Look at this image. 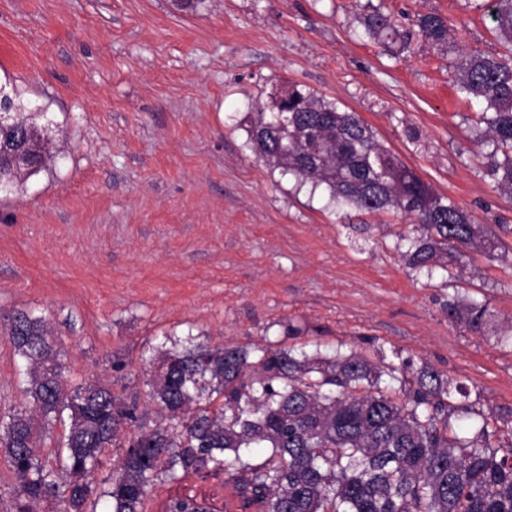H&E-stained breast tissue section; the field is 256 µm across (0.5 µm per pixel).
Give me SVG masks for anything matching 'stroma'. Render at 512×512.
<instances>
[{
	"label": "stroma",
	"instance_id": "obj_1",
	"mask_svg": "<svg viewBox=\"0 0 512 512\" xmlns=\"http://www.w3.org/2000/svg\"><path fill=\"white\" fill-rule=\"evenodd\" d=\"M491 0H0V75L58 130L54 165L0 198V317L45 316L71 385L104 382L165 423L146 384L155 350L193 345L373 352L463 383L479 413L512 409V258L476 252L426 278L395 250L391 214L360 231L325 188L258 159L248 127L302 85L356 112L378 141L475 223L512 244V196L493 187L457 94L454 50L363 35L382 7L412 29L435 13L462 48L504 53ZM487 301L472 333L450 298ZM298 326L290 336L287 325ZM0 334V417L31 406ZM224 497L220 474L149 487Z\"/></svg>",
	"mask_w": 512,
	"mask_h": 512
}]
</instances>
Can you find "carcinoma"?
I'll return each mask as SVG.
<instances>
[{
    "label": "carcinoma",
    "instance_id": "carcinoma-1",
    "mask_svg": "<svg viewBox=\"0 0 512 512\" xmlns=\"http://www.w3.org/2000/svg\"><path fill=\"white\" fill-rule=\"evenodd\" d=\"M491 18L506 51L465 49L456 57L459 93L482 104L475 143L487 173L512 196V0H492ZM418 35L437 47L453 28L441 16L417 18ZM367 37L402 50L410 34L375 9L363 19ZM12 121L0 125V194L11 193L54 158L46 113L20 102L9 77L0 80ZM249 139L268 163L330 200L362 214L393 211L409 221L396 234L406 265L432 277L465 251L504 258L509 251L448 196L436 193L376 139L354 112L311 89L290 87L288 114L260 108ZM448 319L479 332L488 305L453 299ZM4 334L26 360L29 412L0 419V447L16 475L18 512H38L55 499L60 512H90L102 496L109 512H144L158 479L209 466L246 512H512V410L489 413L464 429L452 416L471 413L452 403L467 387L423 365L382 364L364 352L331 355L263 346L183 348L154 364L149 396L171 423L127 440L115 474L100 488L91 473L102 449L138 422L105 383L68 387L51 327L17 311L3 317ZM70 420L62 464L42 461L48 425Z\"/></svg>",
    "mask_w": 512,
    "mask_h": 512
}]
</instances>
